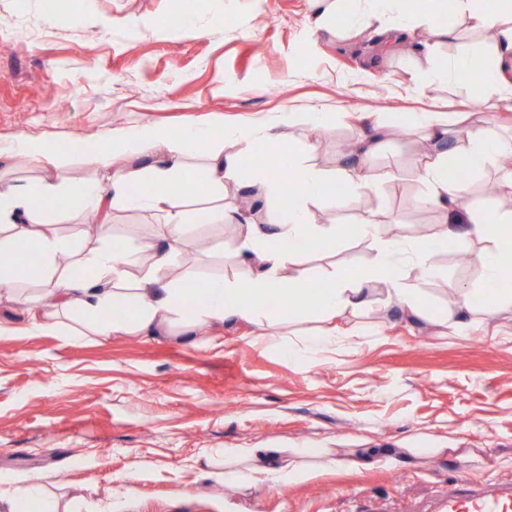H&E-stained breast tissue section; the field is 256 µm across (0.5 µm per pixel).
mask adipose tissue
I'll list each match as a JSON object with an SVG mask.
<instances>
[{"instance_id": "ef3b65f1", "label": "adipose tissue", "mask_w": 512, "mask_h": 512, "mask_svg": "<svg viewBox=\"0 0 512 512\" xmlns=\"http://www.w3.org/2000/svg\"><path fill=\"white\" fill-rule=\"evenodd\" d=\"M455 15L472 29L492 39L490 56L465 55L443 71L444 79L487 98L512 94V0H361V14L346 19L338 37L354 40L374 31L384 49H393L410 39L413 24L435 20L433 35L447 40L450 31L441 17ZM295 119L286 113L281 125H268L252 137L277 149L280 162L295 172L292 188H284L271 174H258L251 183L253 196L262 200L260 221L243 225L240 236L227 245L228 251L248 266L238 278L209 277L203 280L186 274L174 275L187 239L186 217L176 205L178 194H192L195 182H204L213 195L224 192L225 182L235 180L246 164L240 152H228L213 131L192 126H142L129 132L110 134L87 145H67L22 134L0 153L22 156L42 168L57 167L69 156L106 169V182L77 186L47 180L19 183L0 178V293L26 305L35 331L57 330L77 337L75 322H82L95 335L117 333L153 336L163 323L192 330L227 321L262 328L261 342L281 349L291 357L314 359L335 347L332 334L309 336L300 343L287 342L276 333L288 319L306 313L332 319L358 310L370 285L385 280L388 304L420 320H430L419 283L434 277V255L448 245L459 247L481 243L478 255L489 281L502 282L512 272V250L503 248L505 228L512 226V209L496 205L475 207L467 184L451 180L449 162L471 172L495 167L502 183L512 188V150L504 147L495 130L482 126L466 141L449 144L448 125L433 113L416 118L414 126L426 148L417 175L427 187L424 205L442 209L446 225L432 237L413 242L383 237L373 221L356 226L357 236L378 242L380 258L370 270L340 268L323 277H313L301 259L312 251L335 246L345 230L314 223L308 204L328 190H336L344 205L372 192L375 178L371 160L380 151L379 138L363 135L354 144L351 163L326 173L307 165L305 139L286 140L284 125ZM210 145L203 175L192 172L189 160L203 145ZM141 209L150 212L156 235L137 242H119L111 234L113 212ZM98 216L87 236L96 239L91 249L56 235L50 224L70 221L75 213ZM35 255L27 269L9 263L18 246ZM71 256L61 265V256ZM398 261L407 265L412 277H389L386 267ZM47 281V293H24L29 283ZM288 301L271 308L274 291ZM427 448L356 449L354 456H338L330 448H228L224 470L213 472L218 481L231 478L233 465H248V482L285 486L297 482L308 459L327 468L359 467L381 455L396 464H408L430 456Z\"/></svg>"}]
</instances>
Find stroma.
Wrapping results in <instances>:
<instances>
[{
    "label": "stroma",
    "mask_w": 512,
    "mask_h": 512,
    "mask_svg": "<svg viewBox=\"0 0 512 512\" xmlns=\"http://www.w3.org/2000/svg\"><path fill=\"white\" fill-rule=\"evenodd\" d=\"M309 0H0V145L21 134L93 143L143 125L221 128L224 148L247 163L228 184L225 206H243L263 171L265 146L233 137L294 112L289 136L314 146L307 160L333 172L346 143L372 113L384 139L377 185L350 206L310 202L317 223L373 219L387 236L439 231L442 212L419 205V137L424 111L464 115L465 126L496 125L512 146V97L483 99L418 72L405 50L382 52L313 34ZM453 35L428 44L438 69L486 55V34L449 20ZM396 178H389V171ZM233 224H190L180 272L243 275L224 249ZM379 246L357 236L307 255L313 275L335 266L372 268ZM478 246L460 264L435 254L438 276L422 282L433 311L453 288L490 293ZM462 333L386 306L371 291L356 313L327 322L283 323L285 339L335 329L336 348L311 361L254 340L255 326L228 322L201 331L162 325L134 335L71 341L32 333L25 306L0 295V474L44 481L60 512H434L459 481L512 482V305L473 303ZM227 448H436L429 461L383 459L355 471L310 465L272 488L207 478L205 459L224 467ZM134 480H126L129 470Z\"/></svg>",
    "instance_id": "1"
}]
</instances>
